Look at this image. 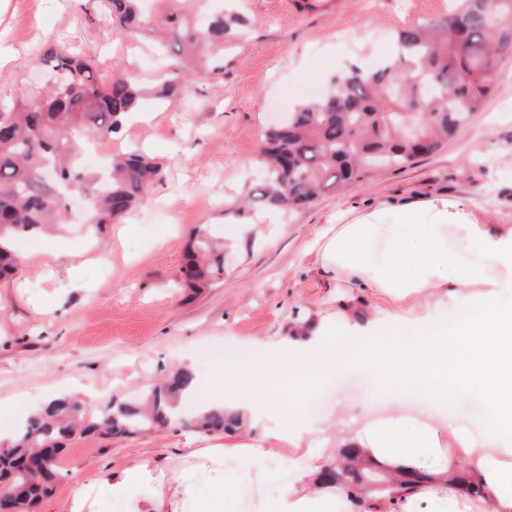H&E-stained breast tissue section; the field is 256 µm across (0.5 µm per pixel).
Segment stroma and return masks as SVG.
<instances>
[{
  "label": "stroma",
  "instance_id": "1",
  "mask_svg": "<svg viewBox=\"0 0 512 512\" xmlns=\"http://www.w3.org/2000/svg\"><path fill=\"white\" fill-rule=\"evenodd\" d=\"M236 9L247 34L224 53L223 72L187 95L148 102L149 120L127 121L112 139L87 147L95 167L137 148L162 164L152 190L129 212L94 231L63 225L14 248L22 268L0 285V430L14 418L68 394L74 379L101 392L96 415L112 401L141 399L152 383L186 368L205 383L223 381L214 350H240L285 336L301 317L335 314L336 286L310 248L339 212L373 208L384 198L464 196L493 224H512V58L496 72L484 111L440 151L363 182L328 191L297 211L253 204L261 187L266 130L298 105L323 96L348 66H377L395 35L443 20L449 0H196L192 11ZM99 56L103 70L126 68L143 86L160 72L150 42L121 28L104 30L77 0H0V99L17 95L47 41ZM224 241V278L182 287L187 244L200 225ZM60 250L57 264L42 253ZM371 380L352 374L326 391L316 413L344 406L352 424L377 421L387 406L355 402ZM223 435L192 418L130 437H72L56 463V489L35 512H73L80 488L143 461L182 469L190 449L223 445Z\"/></svg>",
  "mask_w": 512,
  "mask_h": 512
}]
</instances>
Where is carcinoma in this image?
Instances as JSON below:
<instances>
[{"mask_svg": "<svg viewBox=\"0 0 512 512\" xmlns=\"http://www.w3.org/2000/svg\"><path fill=\"white\" fill-rule=\"evenodd\" d=\"M90 2L103 28L116 24L134 37L160 31L162 79L148 93L119 69L103 72L97 56L51 43L38 61L49 84L0 104L1 280L19 265L6 238L67 223L69 193L88 197L86 223L96 226L112 223L147 194L159 164L130 151L112 160L105 173H89L79 165L85 139L111 138L148 94L164 99L186 93L190 80L176 62L186 50L199 64L196 78L223 71L224 45L239 40L247 28L238 14L210 13L202 22L169 13L156 20L141 10V0ZM507 46H512V0H453L444 21L428 30L400 31V53L370 72L350 66L325 95L298 106L266 133V174L256 198L265 207L302 208L331 189L361 181L375 166L403 167L441 149L493 93L490 72L503 65L499 52ZM412 101L421 104L419 111H407ZM183 273L190 288H209L224 276V255L204 228L194 235ZM194 380L180 369L151 387L149 408L111 402L90 419L68 398L49 402L11 442L0 444V482L11 490L0 499V512H26L53 489L55 470L30 464L49 451L60 454L64 440L96 432L127 437L182 419L173 413L174 396ZM196 423L231 432L239 421L212 407ZM330 479L349 489L356 506L366 491L391 496L388 481L373 471L345 467ZM429 479L416 471L401 493L412 495Z\"/></svg>", "mask_w": 512, "mask_h": 512, "instance_id": "obj_1", "label": "carcinoma"}]
</instances>
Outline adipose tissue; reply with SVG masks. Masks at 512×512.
Masks as SVG:
<instances>
[{
  "label": "adipose tissue",
  "mask_w": 512,
  "mask_h": 512,
  "mask_svg": "<svg viewBox=\"0 0 512 512\" xmlns=\"http://www.w3.org/2000/svg\"><path fill=\"white\" fill-rule=\"evenodd\" d=\"M374 239L380 250L365 253ZM316 257L337 287L372 289L383 305L298 321L290 335L226 358V369L257 377L259 391L228 379L197 388L194 400L223 406L260 437L195 449L169 480L136 465L107 478L113 498L127 512H239L236 489L247 468L256 495L246 512H333L348 493L339 487L325 496L326 475L350 457L394 484L415 470L431 474L424 492L383 502L379 512H441L464 489L448 480L459 455L469 481L483 488L484 512H512V301L503 299L512 290V224L489 223L463 198L385 199L344 213L321 236ZM450 304L458 314L449 320L441 311ZM353 370L369 374L381 396L414 392L444 403L475 393L496 427L475 440L432 416L394 414L357 428L340 415L316 419V393ZM201 473L222 476L216 498L198 495ZM138 483L156 485L157 494L136 496Z\"/></svg>",
  "instance_id": "adipose-tissue-1"
}]
</instances>
